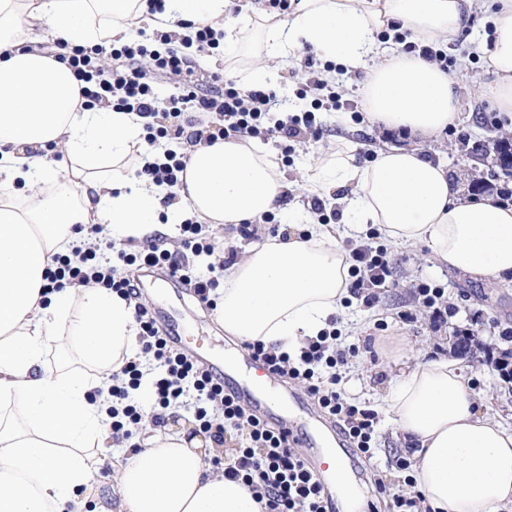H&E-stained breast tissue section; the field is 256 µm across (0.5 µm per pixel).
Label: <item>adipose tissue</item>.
I'll list each match as a JSON object with an SVG mask.
<instances>
[{"label":"adipose tissue","instance_id":"ef3b65f1","mask_svg":"<svg viewBox=\"0 0 512 512\" xmlns=\"http://www.w3.org/2000/svg\"><path fill=\"white\" fill-rule=\"evenodd\" d=\"M231 0H165L154 27L180 35L201 25L237 47L251 32L253 84L298 69L311 46L360 74L367 120L430 140L459 118L452 78L420 53H396L378 33L418 44L458 42L476 9L490 38L480 91L512 130V0H291L286 19L263 9L230 14ZM145 0H0V512H86L99 459L112 436L113 372L139 352L134 307L110 289L68 284L46 291L57 255L89 250L100 233L136 245L175 238L185 219L222 230L256 222L286 197L328 199L342 215L392 245L425 244L438 268L512 284V205L458 195L447 167L416 146L383 145L360 160L354 140L320 152L288 179L254 139L199 142L184 184L164 190L123 171L163 145L145 120L82 104L68 62L25 33L48 26L53 41L91 48L129 39ZM301 231L247 247L224 270L216 315L226 334L296 352L342 315L346 252L330 225L299 211ZM63 363L48 368L47 342ZM384 399L413 449L418 490L431 512H512V428L479 404L459 363L438 358L397 376ZM119 507L96 512H259L253 492L206 463L184 434L155 432L114 469Z\"/></svg>","mask_w":512,"mask_h":512}]
</instances>
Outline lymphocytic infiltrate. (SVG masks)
<instances>
[{
  "label": "lymphocytic infiltrate",
  "mask_w": 512,
  "mask_h": 512,
  "mask_svg": "<svg viewBox=\"0 0 512 512\" xmlns=\"http://www.w3.org/2000/svg\"><path fill=\"white\" fill-rule=\"evenodd\" d=\"M223 37V32L202 26L194 35L181 38L157 32L146 42L75 47L65 53L75 79L81 84L80 96L85 106L139 113L147 120L148 143L171 141V149L141 168L142 175L166 189L171 199L182 184L180 175L185 168V157L176 151V144L203 140L212 143L232 136L261 137L273 140L287 153L291 142L320 138L322 125L316 112L324 103L336 100L324 80L313 79L303 90L311 98L310 109L290 116L286 113V101L278 99L274 91L246 88L217 72H196L183 54V47L193 46L205 54L217 48ZM163 79L174 88L165 99L157 91ZM189 107L194 110L190 116L185 113ZM183 249L197 255L213 251L196 220H185L179 250L152 242L130 253L119 252L118 258L128 266L167 269L174 278L192 286L199 299L209 301L219 279L199 275L180 259ZM350 259V289L365 306H373L378 300L377 286L393 274L391 259L381 246L355 247L350 251ZM57 262L55 270L47 275L48 290L72 283H92L135 301L139 342L158 370L151 384L158 408L153 417L155 424H163L165 409L182 403L187 396H195L199 426L216 442H223L227 429L245 431L244 446L224 462V476L250 487L261 512H327L317 479L287 437L247 411L206 369L169 344L151 311L138 303L137 288L129 278L118 276L115 267L98 260L93 251L61 255ZM338 336L337 330L323 331L305 341L294 355L258 342L252 344L251 350L278 375L305 384L321 411L336 420L354 448L368 456L372 453L374 415L349 404L336 389L340 371L348 363L345 351L330 346ZM143 377L135 360L126 361L113 374L111 395L117 406L112 414L114 435L131 437L133 428L139 424L141 415L131 403L130 393L140 387ZM211 402L220 403L221 417L210 415L207 405Z\"/></svg>",
  "instance_id": "1"
}]
</instances>
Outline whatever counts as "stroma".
I'll return each mask as SVG.
<instances>
[{
	"label": "stroma",
	"instance_id": "1",
	"mask_svg": "<svg viewBox=\"0 0 512 512\" xmlns=\"http://www.w3.org/2000/svg\"><path fill=\"white\" fill-rule=\"evenodd\" d=\"M490 26L484 11H476L467 31V44H453L445 53L448 59L467 55L471 63L467 72L450 67L449 75L456 83L459 97L458 110L461 119L441 134L436 145L441 160L447 165L449 175L462 196H469L473 180L486 173L485 163L459 164L462 152L470 149L477 139L492 140L493 130L499 129L496 112L481 102L475 90L484 71L479 56L473 55V41L488 33ZM336 92L335 111L349 112L354 125L350 136L365 144L399 142L395 132H386L370 121L364 120L365 112L359 80L337 74L333 81ZM287 212L276 213L273 223L257 222L249 235H242L239 227L225 225L222 234H211L216 248L230 247L243 252L245 247L261 243L274 225H286ZM395 265L394 282L380 288L379 300L373 307H365L360 299L350 298L347 303V319L338 323V346H359L360 351L349 361L338 385L344 397L351 403L372 410L376 415L374 454L367 461L361 480L354 487L359 495L373 497V478H382L393 495L410 494L404 482L405 474L396 466L401 457L410 452L395 431L391 419L381 407L379 397L389 381L413 362L406 356L409 345H420V359L427 360L440 354L450 353L456 337L466 332L477 334L481 348L470 357L460 359L459 364L470 381L477 397H490L503 418L512 417V381H504L499 371L490 369L489 360L497 358L501 351H512V284H489L462 275L437 271L426 245L418 244L403 249H391ZM117 271L138 281L141 288L139 301L148 307L167 302L175 306L184 335L183 343L192 348L205 345L210 352L236 361L242 341L225 334L215 310L195 296L187 285L177 286L168 281L164 270L138 269L117 264ZM429 282L443 286V302L448 307L446 322L438 324L432 319V311L416 298L419 283ZM373 339V350H363L366 339Z\"/></svg>",
	"mask_w": 512,
	"mask_h": 512
}]
</instances>
